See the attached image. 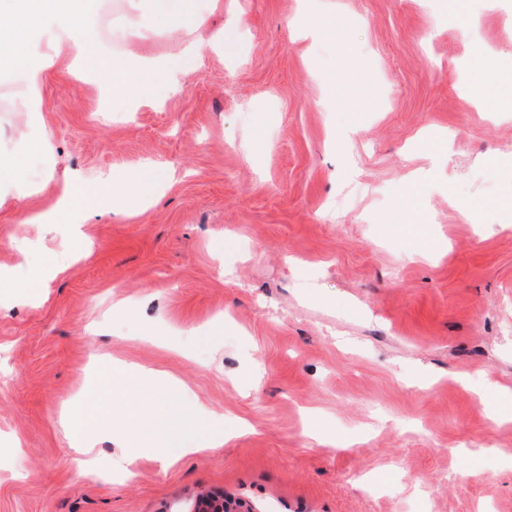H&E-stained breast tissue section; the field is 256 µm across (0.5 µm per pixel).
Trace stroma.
Returning <instances> with one entry per match:
<instances>
[{"label": "stroma", "instance_id": "obj_1", "mask_svg": "<svg viewBox=\"0 0 512 512\" xmlns=\"http://www.w3.org/2000/svg\"><path fill=\"white\" fill-rule=\"evenodd\" d=\"M186 0L237 30L171 90L149 71L69 77L59 56L42 114L41 193L0 198V270L52 264L40 297L0 296V512H192L205 493L251 512H512V423L480 399L512 388V112L477 107L464 62L512 59V0ZM316 35L297 34L294 22ZM156 17L169 52L175 23ZM357 48L355 66L342 56ZM0 73V155L31 137ZM447 152L431 150L434 134ZM117 178L80 224L49 210V166ZM168 183L127 216L154 173ZM478 200L490 221L462 217ZM143 367L136 424L106 417L97 471L77 474L63 408L90 359ZM232 432L202 450L210 431ZM143 456L100 479L125 444ZM150 451L153 452L154 455L167 464L171 463L172 460L183 457L191 453L190 448H178L176 452H171L167 448L164 447H139V444L136 442H132L129 444V448H127V452L125 455V463L126 467L120 472L119 475L126 477L130 474L128 468L132 466L136 459L139 458L143 452Z\"/></svg>", "mask_w": 512, "mask_h": 512}]
</instances>
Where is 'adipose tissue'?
Masks as SVG:
<instances>
[{
    "label": "adipose tissue",
    "mask_w": 512,
    "mask_h": 512,
    "mask_svg": "<svg viewBox=\"0 0 512 512\" xmlns=\"http://www.w3.org/2000/svg\"><path fill=\"white\" fill-rule=\"evenodd\" d=\"M6 12L14 24L0 27V66H5L23 91L22 109L37 114L43 108V86L58 52H66L71 61L69 73L81 77L85 65L120 72L124 82H132L142 72L161 70L166 55L153 52L156 33L152 21L140 9L141 0H126L125 40L135 50L123 62L104 53H95L96 16L100 0H8ZM470 82L468 91L480 105L493 111L512 105V67L501 66L497 58L472 57L466 64ZM52 148L51 134L40 130L34 145H22L8 159L0 160V178L20 187L23 194L35 191V184L25 177L30 150ZM120 202L119 192L106 187L68 182L52 210L42 216L45 224H76L86 212L99 208L103 195ZM142 367L122 365L116 360L103 361L93 386L68 409L64 425L74 447H90L91 436L99 429L109 411H129L138 394Z\"/></svg>",
    "instance_id": "obj_1"
}]
</instances>
